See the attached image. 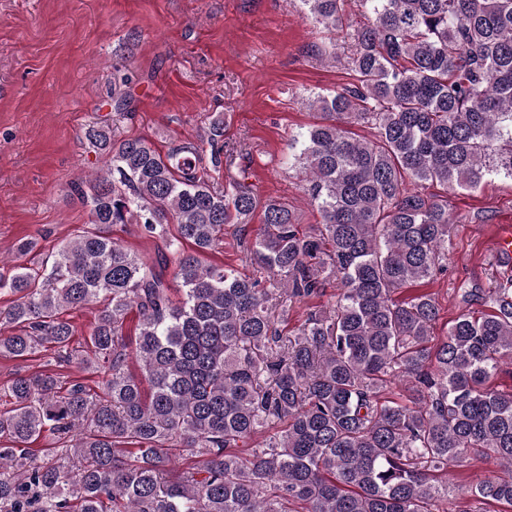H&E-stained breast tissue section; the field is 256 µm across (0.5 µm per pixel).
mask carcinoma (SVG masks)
<instances>
[{
	"instance_id": "carcinoma-1",
	"label": "carcinoma",
	"mask_w": 512,
	"mask_h": 512,
	"mask_svg": "<svg viewBox=\"0 0 512 512\" xmlns=\"http://www.w3.org/2000/svg\"><path fill=\"white\" fill-rule=\"evenodd\" d=\"M299 2L345 30L356 75L306 101L319 121L294 142L321 224L306 232L288 205L207 179L237 149L221 117L165 155L89 127L103 168L75 191L93 229L0 273V289L16 296L0 311V358L52 344L57 363L102 360L109 374L101 396L54 372L11 381L0 512H438L448 498L440 474L471 452L500 473L464 489L467 512L512 506V393L490 385L512 363V282L470 289L464 300L492 311L460 314L437 345L435 299L393 298L444 269L454 222L448 201L407 182L474 190L512 180V0H354L356 25L345 23V0ZM133 79L112 74L113 111H129ZM354 123L375 127V140L351 136ZM259 207L263 228L246 251L269 287L202 261ZM117 224L140 225L164 248L141 259L112 237ZM331 282V309L309 313L294 335L278 328L293 302ZM91 303L87 351L60 314ZM133 309L141 379L123 334ZM392 377L406 382L402 401L382 397ZM275 422L285 429L247 452ZM39 438L77 468L30 456ZM178 448L198 460L176 473Z\"/></svg>"
}]
</instances>
